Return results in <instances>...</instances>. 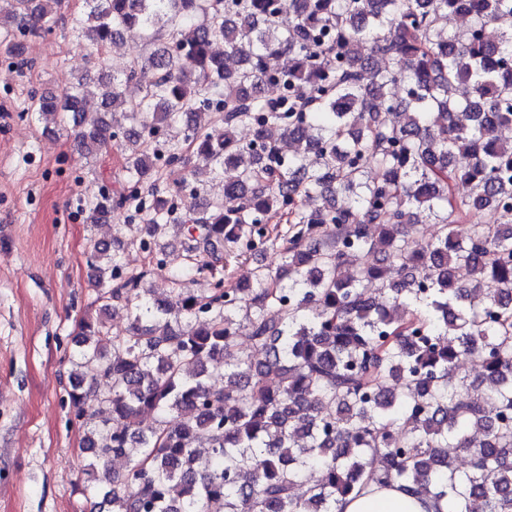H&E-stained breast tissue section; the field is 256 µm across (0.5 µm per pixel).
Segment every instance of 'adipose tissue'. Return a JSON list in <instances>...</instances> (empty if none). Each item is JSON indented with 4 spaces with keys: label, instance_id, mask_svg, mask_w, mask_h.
<instances>
[{
    "label": "adipose tissue",
    "instance_id": "ef3b65f1",
    "mask_svg": "<svg viewBox=\"0 0 512 512\" xmlns=\"http://www.w3.org/2000/svg\"><path fill=\"white\" fill-rule=\"evenodd\" d=\"M337 512H447V500L415 497L398 487L376 484L353 493L336 506Z\"/></svg>",
    "mask_w": 512,
    "mask_h": 512
}]
</instances>
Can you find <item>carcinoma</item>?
<instances>
[{
    "label": "carcinoma",
    "instance_id": "obj_1",
    "mask_svg": "<svg viewBox=\"0 0 512 512\" xmlns=\"http://www.w3.org/2000/svg\"><path fill=\"white\" fill-rule=\"evenodd\" d=\"M61 4L0 0V28L49 31ZM463 9L472 29L448 30ZM74 35L100 56L132 35L154 45L148 80L134 64L63 101L32 95L46 118L73 113L87 153L121 151L119 188L85 222L136 200L150 238L137 273L121 239L93 244L96 302L131 323L113 335L79 319L74 356L98 372L71 371L66 396L110 512H336L370 482L446 497L448 512H512V141L495 137L512 126V0H82ZM189 154L174 190L160 175ZM226 168L224 195L177 218V191ZM483 210L498 222L470 223ZM423 213L438 228L419 248ZM181 223L172 269L156 241ZM260 251L277 266L226 283L220 264ZM154 271L173 285L164 300L144 287ZM241 315L261 360L238 344Z\"/></svg>",
    "mask_w": 512,
    "mask_h": 512
}]
</instances>
